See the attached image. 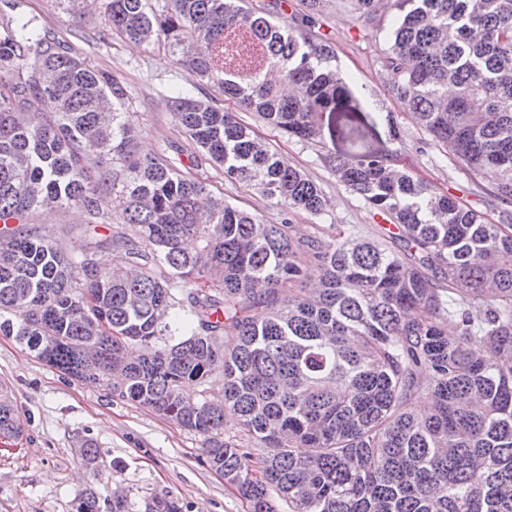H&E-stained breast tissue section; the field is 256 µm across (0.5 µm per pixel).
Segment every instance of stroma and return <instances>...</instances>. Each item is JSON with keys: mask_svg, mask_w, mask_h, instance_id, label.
<instances>
[{"mask_svg": "<svg viewBox=\"0 0 512 512\" xmlns=\"http://www.w3.org/2000/svg\"><path fill=\"white\" fill-rule=\"evenodd\" d=\"M27 12L40 17L86 56L93 65L122 81L129 90L127 110L140 154L159 152L167 143L184 142L174 122L168 101L174 85L196 86L197 98H219L212 85L197 81L165 54L120 38L96 46L86 38L103 24L101 9L76 18L51 0H21ZM280 16L312 17L318 33L333 38L334 64L354 83V94L374 113V148L396 154L400 165L431 183L437 192H449L497 222L498 213L477 194L469 176L454 161L441 159L428 137L404 114L387 88L390 75L378 71L377 54L385 47V31L391 21L388 10L364 20L354 0H283ZM393 113L401 130L391 141L383 113ZM244 122L258 127L278 157L303 169L327 200L323 218L327 224H351L359 234H378L381 217L360 203L337 182L317 158L313 147L281 137L262 126L257 115L245 112ZM215 192L226 201L258 214L266 223L283 219L279 207L258 193L225 179L222 171L208 170ZM33 223L65 233V247L74 256L86 240L78 227L84 222L81 209H39ZM0 390L8 393L25 419L23 437L0 443V512H73L79 491L92 486L100 493L121 487L131 500L155 494L177 498L182 512H248V504L223 477L204 462L201 435L183 429L113 393L107 384H90L68 377L39 360L15 337L0 335ZM93 441L104 462L99 472L82 467L79 450L83 441Z\"/></svg>", "mask_w": 512, "mask_h": 512, "instance_id": "1", "label": "stroma"}]
</instances>
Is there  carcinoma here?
I'll list each match as a JSON object with an SVG mask.
<instances>
[{
	"label": "carcinoma",
	"instance_id": "obj_1",
	"mask_svg": "<svg viewBox=\"0 0 512 512\" xmlns=\"http://www.w3.org/2000/svg\"><path fill=\"white\" fill-rule=\"evenodd\" d=\"M102 8L93 41L163 51L224 101L320 147L389 226L375 239L289 223L325 214L321 188L188 87L170 97L187 144L140 156L124 85L20 0H0V334L202 435L206 463L249 512H277L278 498L288 512H512V0H393L376 58L430 145L502 206L497 224L369 145L326 147L324 114L361 104L312 18L277 21L245 0ZM45 99L55 111H36ZM209 166L285 218L267 224L215 194L191 174ZM104 194L118 211L100 210ZM72 206L86 213L79 258L31 223L38 208ZM101 250L118 262L101 266ZM313 275L320 287H298ZM190 383L222 398L193 400ZM228 411L239 440L224 438ZM23 433L0 392V439ZM80 459L100 467L91 442ZM75 512L182 507L86 488Z\"/></svg>",
	"mask_w": 512,
	"mask_h": 512
}]
</instances>
